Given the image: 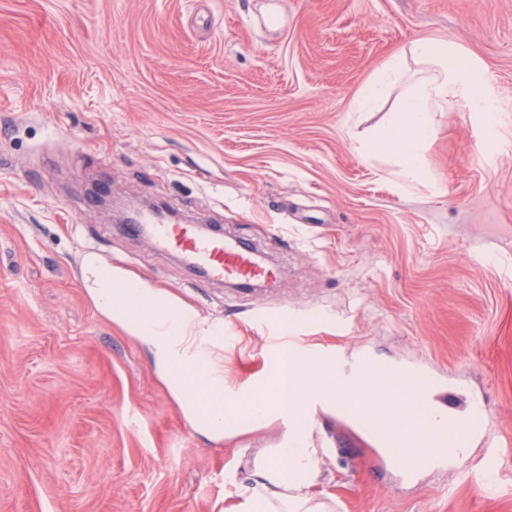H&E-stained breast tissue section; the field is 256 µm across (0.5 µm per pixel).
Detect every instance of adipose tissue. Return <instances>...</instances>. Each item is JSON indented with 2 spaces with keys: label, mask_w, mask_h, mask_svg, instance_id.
I'll use <instances>...</instances> for the list:
<instances>
[{
  "label": "adipose tissue",
  "mask_w": 512,
  "mask_h": 512,
  "mask_svg": "<svg viewBox=\"0 0 512 512\" xmlns=\"http://www.w3.org/2000/svg\"><path fill=\"white\" fill-rule=\"evenodd\" d=\"M410 51V57L389 60L359 97L366 104L389 86L401 87L397 115L376 143L407 180L417 181L425 174L422 158L435 110L451 99H469L480 72L448 41L418 40ZM411 59L423 66L424 76L410 75ZM82 285L99 314L133 326L182 414L207 437L220 439L267 420L282 404L291 415L306 414L304 402L311 395L325 406L340 395L354 410L368 409L382 418L409 412L401 396H388L387 383L368 396L357 362L325 364L300 349L275 354L261 388L226 391L224 370L212 358L216 327L208 318L165 290L121 277L94 255L84 258ZM318 457L308 431L300 425L289 428L283 447L254 460V485L247 489L240 512H332L329 503L312 493L321 476Z\"/></svg>",
  "instance_id": "1"
}]
</instances>
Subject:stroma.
Instances as JSON below:
<instances>
[{"mask_svg":"<svg viewBox=\"0 0 512 512\" xmlns=\"http://www.w3.org/2000/svg\"><path fill=\"white\" fill-rule=\"evenodd\" d=\"M419 39L461 47L499 108L434 112L409 183L371 146L399 89L356 97ZM99 180L221 226L274 282L192 273L91 204ZM89 254L223 327L227 388L267 371L263 315L345 360L427 361L487 410L503 452L408 479L315 409L335 512H512V0H0V512H236L283 426L189 425L95 311Z\"/></svg>","mask_w":512,"mask_h":512,"instance_id":"35a3bbf8","label":"stroma"}]
</instances>
